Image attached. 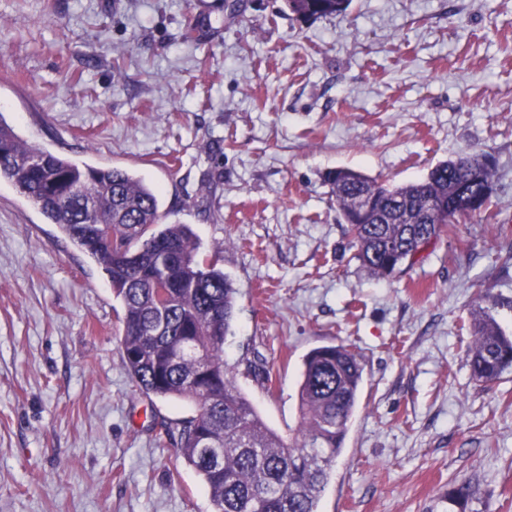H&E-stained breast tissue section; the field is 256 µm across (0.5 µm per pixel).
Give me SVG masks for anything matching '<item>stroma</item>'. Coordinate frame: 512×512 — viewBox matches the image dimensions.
<instances>
[{
    "label": "stroma",
    "mask_w": 512,
    "mask_h": 512,
    "mask_svg": "<svg viewBox=\"0 0 512 512\" xmlns=\"http://www.w3.org/2000/svg\"><path fill=\"white\" fill-rule=\"evenodd\" d=\"M0 118L80 165L134 171L238 291L224 358L299 425L304 356L363 366L320 512H512V370L471 378L478 291L512 299V0H0ZM488 152L492 205L371 276L328 172L401 185ZM102 268L0 181V512H213L179 454L191 402L134 391ZM270 370L274 388L259 374ZM285 6L297 19L309 20L341 16L348 10L351 0H284ZM477 492L476 486L470 481H462L448 487V492L443 495L448 501V512H467L468 505L476 497Z\"/></svg>",
    "instance_id": "1"
}]
</instances>
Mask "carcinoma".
Masks as SVG:
<instances>
[{"label":"carcinoma","instance_id":"cac0c4a2","mask_svg":"<svg viewBox=\"0 0 512 512\" xmlns=\"http://www.w3.org/2000/svg\"><path fill=\"white\" fill-rule=\"evenodd\" d=\"M300 20L341 16L351 0H284ZM495 169L484 152L437 164L421 180L387 185L350 168L331 172L332 194L357 257L389 277L444 228L489 208ZM12 183L102 268L122 304L120 339L137 391L186 400L180 453L210 493L213 512H319L358 404L363 369L348 346L323 345L304 360L300 424L286 439L268 427L224 361L236 288L196 260L187 224H167L159 192L127 170L78 164L29 145L0 119V179ZM499 301L471 302L472 378L484 385L512 369V336ZM477 488L448 487V512H467Z\"/></svg>","mask_w":512,"mask_h":512}]
</instances>
